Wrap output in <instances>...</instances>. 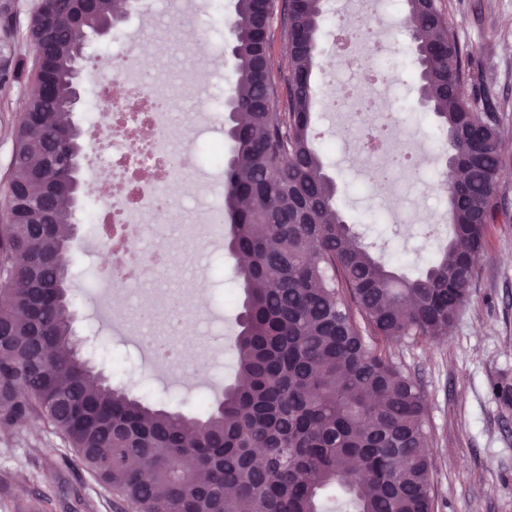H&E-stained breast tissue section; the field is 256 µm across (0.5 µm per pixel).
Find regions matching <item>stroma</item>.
<instances>
[{
  "label": "stroma",
  "instance_id": "obj_1",
  "mask_svg": "<svg viewBox=\"0 0 512 512\" xmlns=\"http://www.w3.org/2000/svg\"><path fill=\"white\" fill-rule=\"evenodd\" d=\"M37 2L0 0V15L12 18L9 29L0 28V185L7 180L28 94L26 79L14 75L15 63L31 55L26 27ZM168 2V14L131 15L121 25L125 40L108 37L89 43L87 56L107 72L113 54L136 50L147 70L161 64L178 79L201 72L209 85L231 78V56L215 58L206 41H195L187 55L160 51L159 39L177 43L204 20V0ZM439 3L471 54L477 88L490 93L498 106L504 150L498 205L503 216L488 227L486 252L447 339L406 337L391 342L386 351L423 398L437 512H512V0ZM402 14V7H395L390 30L381 36L397 69L390 94L396 105L390 139L398 151L412 152L414 167L436 172L441 167L439 132L432 112L417 103L413 44L400 25ZM327 56L326 48L318 49L312 138L336 184V204L374 257L396 274L417 275L446 244L448 214L428 183L380 197L362 190L367 163L361 126L351 113L327 112L321 106L326 94L338 91L344 74L343 68L324 66ZM192 248L197 261L189 267L174 261L163 286L184 290L193 303L205 299L200 316L231 338L242 293L232 277L235 260L220 235L196 238ZM120 299V292L91 288L75 295L70 309L76 333L94 337L84 356L107 369L113 358L123 359L126 375L113 377L112 383L128 389L153 357L129 333L131 314ZM186 363L178 380L154 371L147 402L195 416L199 396L215 401L233 379L229 350L216 349L207 356L195 351ZM0 512H121V506L106 486L68 460L56 434L42 422L30 421L0 427Z\"/></svg>",
  "mask_w": 512,
  "mask_h": 512
}]
</instances>
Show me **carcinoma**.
<instances>
[{"label": "carcinoma", "mask_w": 512, "mask_h": 512, "mask_svg": "<svg viewBox=\"0 0 512 512\" xmlns=\"http://www.w3.org/2000/svg\"><path fill=\"white\" fill-rule=\"evenodd\" d=\"M62 2V29L40 43L27 33L42 62L17 63L41 122L15 131L10 223L0 225V425L42 422L136 512H325L331 492L353 512H434L421 395L376 340L448 336L499 215L503 165L496 120L474 111L469 53L437 0H405L403 24L421 95L447 136L439 189L452 237L414 278L389 271L353 232L311 140L322 0L295 10L289 0H236L224 19L235 46L227 104L236 111L224 243L243 258L234 277L244 299L230 342L234 381L203 404V418L102 382L73 352L70 301L53 300L69 273L72 209L68 180H48L47 165L71 149V69L84 51L71 31L110 24L126 0ZM263 10L281 15L284 96Z\"/></svg>", "instance_id": "cac0c4a2"}]
</instances>
